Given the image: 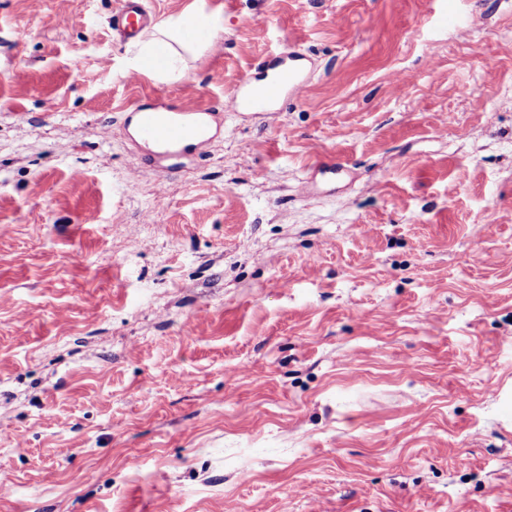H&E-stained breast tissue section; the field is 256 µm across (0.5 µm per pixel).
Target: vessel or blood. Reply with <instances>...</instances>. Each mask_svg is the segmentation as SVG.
<instances>
[{"mask_svg":"<svg viewBox=\"0 0 512 512\" xmlns=\"http://www.w3.org/2000/svg\"><path fill=\"white\" fill-rule=\"evenodd\" d=\"M154 17L143 0H120L112 26L123 38H136ZM310 74L302 53L292 50L284 57L263 62L261 73L245 72L236 89L225 98V111L234 114H262L272 111L282 97H300L308 88ZM133 138L160 159L193 154L210 138L214 118L211 108L189 100L168 105L161 102L140 105L127 115Z\"/></svg>","mask_w":512,"mask_h":512,"instance_id":"b4317fda","label":"vessel or blood"}]
</instances>
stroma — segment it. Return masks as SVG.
<instances>
[{"instance_id": "obj_1", "label": "stroma", "mask_w": 512, "mask_h": 512, "mask_svg": "<svg viewBox=\"0 0 512 512\" xmlns=\"http://www.w3.org/2000/svg\"><path fill=\"white\" fill-rule=\"evenodd\" d=\"M118 6L0 0V512H512V0H147L224 27L133 85ZM305 59L302 53L291 50L274 62H261L258 67L263 69L258 74L247 70L236 89L224 99V112L262 114L271 112L284 96L300 97L310 81ZM257 75H262L267 84H258L254 80ZM213 109L189 100L176 105L161 102L139 105L128 112L132 137L160 159L193 154L209 139L213 130Z\"/></svg>"}]
</instances>
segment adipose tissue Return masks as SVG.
Here are the masks:
<instances>
[{"mask_svg":"<svg viewBox=\"0 0 512 512\" xmlns=\"http://www.w3.org/2000/svg\"><path fill=\"white\" fill-rule=\"evenodd\" d=\"M219 18L200 12L189 11L157 24L150 34L138 41L136 51L128 67L134 71L149 70L158 81H166L181 68L178 45L184 42V32L191 27H220Z\"/></svg>","mask_w":512,"mask_h":512,"instance_id":"1","label":"adipose tissue"}]
</instances>
